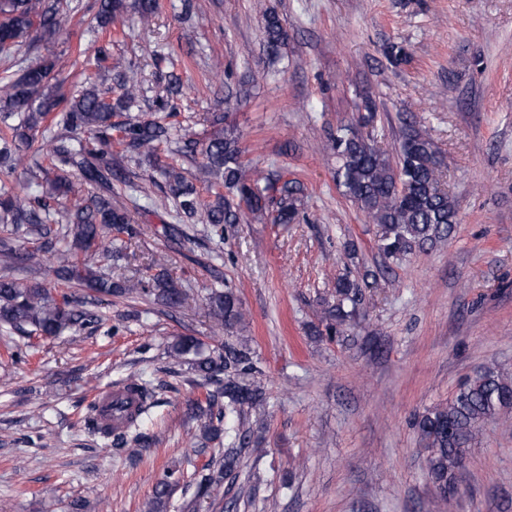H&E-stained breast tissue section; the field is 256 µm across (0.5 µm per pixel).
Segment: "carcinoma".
I'll return each instance as SVG.
<instances>
[{"mask_svg": "<svg viewBox=\"0 0 512 512\" xmlns=\"http://www.w3.org/2000/svg\"><path fill=\"white\" fill-rule=\"evenodd\" d=\"M133 11L148 25L156 11V0H100L95 16L98 27L112 29ZM67 17L58 0H0V59H12L22 47L49 41L63 31ZM266 51L277 55L288 45V31L279 15L263 16ZM55 63L45 59L26 66L21 74L0 82V224L12 227L0 237V264L30 268L50 266L57 279L86 288L103 297H122L128 289L99 274L94 257L110 252L117 257L123 246L112 233L133 237L136 228L129 214L112 205V180L125 177L120 161L112 157V131L120 134L124 151L144 156L165 181L167 198L189 219H198L224 239L227 228L246 216L255 221L292 224L301 214L303 188L286 180L280 188L247 177L236 128L229 114H216L212 130L201 141L190 127L180 128L171 139L172 126L160 121L115 122L113 118L135 102L140 90L133 67L113 73L120 95L107 100L106 92L91 83L75 97L62 92L64 77H51ZM54 112L62 113L58 132L46 137L43 124ZM175 142L177 152L201 151L202 167L209 182L217 186L204 200L194 184L158 153L162 143ZM331 148L338 166L336 183L342 195L357 205L366 218L380 226L378 250L386 260L401 261L415 251L445 240L457 223L454 199L441 187L440 157L432 139L414 125L406 127L396 157L349 126L336 131ZM35 182L44 187L29 195L21 184ZM31 241L20 249L15 236ZM156 272L143 286L144 295L166 309L178 308L184 290L169 271L165 258L153 261ZM361 301L358 283L348 277L336 283V302L321 312L324 329L319 336L333 340L343 326L354 320ZM207 304L217 319V329L231 331L244 322L238 296L231 289H214ZM100 318L86 308V301L59 292L44 282H27L0 274V329L23 335L57 337L69 328H95ZM201 343L180 336L170 346L169 357L182 360L193 354L194 370L205 378L224 373L219 395L224 406L217 409L216 396L206 394L190 406L194 416L204 418V436L229 438L218 468L204 467L196 480L197 495L206 497L224 476L238 473L242 449L249 431L238 426L221 429L220 424L239 417L246 408L262 406L266 392L257 376L262 374L251 347L224 342V352L215 358L200 356ZM136 398L135 412L116 427L104 419L100 404L93 401L84 418L88 430L112 438L115 446L132 443L152 448L155 437L145 425L156 404L150 382L137 379L126 384ZM512 410V373L486 367L465 380L446 403L435 405L417 417L414 427L423 447L425 473L438 498L453 509L459 496V478L469 448L484 426ZM173 487L160 481L152 493L151 507L160 510Z\"/></svg>", "mask_w": 512, "mask_h": 512, "instance_id": "carcinoma-1", "label": "carcinoma"}]
</instances>
